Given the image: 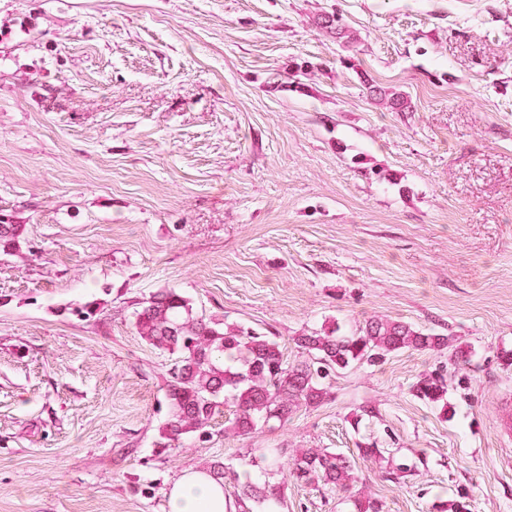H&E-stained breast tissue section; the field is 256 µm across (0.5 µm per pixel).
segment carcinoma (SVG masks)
I'll return each mask as SVG.
<instances>
[{"label": "carcinoma", "instance_id": "cac0c4a2", "mask_svg": "<svg viewBox=\"0 0 512 512\" xmlns=\"http://www.w3.org/2000/svg\"><path fill=\"white\" fill-rule=\"evenodd\" d=\"M319 25L348 45L358 40L335 15L320 17ZM369 93L394 112L410 111L401 91L371 86ZM23 234L24 225L0 214V252L19 250ZM134 327L150 345L174 356L165 390L167 415L158 428L163 448L190 436L206 438L213 417L224 407L233 409L231 429L248 435L261 421H285L299 408L323 402L333 373L354 364L374 365L390 353L445 344L444 337L406 322L373 318L352 335H338L332 328L297 337L306 358L290 363L273 338L207 319L171 288L150 295L134 312ZM412 390L419 399L447 408L445 375H424ZM289 473L309 485L347 495L352 512H382L376 499L349 494L357 475L354 463L342 452L304 449L291 457ZM238 507L244 512H282L283 489L258 476L243 486Z\"/></svg>", "mask_w": 512, "mask_h": 512}]
</instances>
